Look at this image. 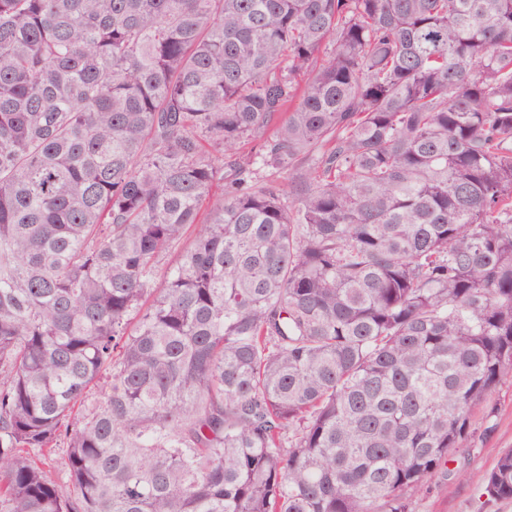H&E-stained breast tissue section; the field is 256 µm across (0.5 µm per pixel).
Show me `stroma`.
<instances>
[{"label": "stroma", "mask_w": 512, "mask_h": 512, "mask_svg": "<svg viewBox=\"0 0 512 512\" xmlns=\"http://www.w3.org/2000/svg\"><path fill=\"white\" fill-rule=\"evenodd\" d=\"M466 452L448 455V475L428 482L413 499L411 512H512V501L487 498L486 474L512 449V377L503 379L471 413Z\"/></svg>", "instance_id": "35a3bbf8"}]
</instances>
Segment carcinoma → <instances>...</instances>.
I'll return each instance as SVG.
<instances>
[{
    "instance_id": "obj_1",
    "label": "carcinoma",
    "mask_w": 512,
    "mask_h": 512,
    "mask_svg": "<svg viewBox=\"0 0 512 512\" xmlns=\"http://www.w3.org/2000/svg\"><path fill=\"white\" fill-rule=\"evenodd\" d=\"M511 374L512 0H0V512H410Z\"/></svg>"
}]
</instances>
